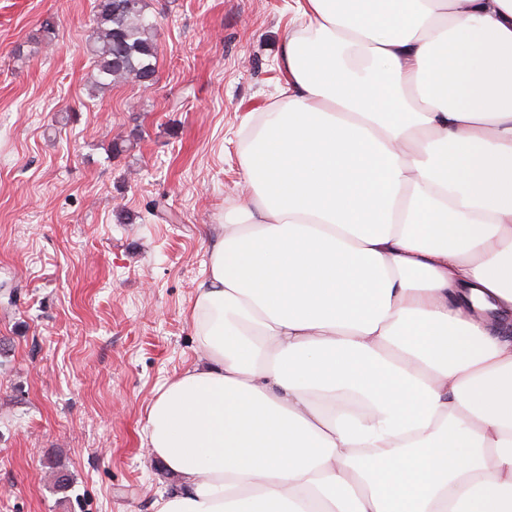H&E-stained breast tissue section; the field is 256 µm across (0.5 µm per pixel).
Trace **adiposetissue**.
I'll return each instance as SVG.
<instances>
[{"instance_id":"adipose-tissue-1","label":"adipose tissue","mask_w":512,"mask_h":512,"mask_svg":"<svg viewBox=\"0 0 512 512\" xmlns=\"http://www.w3.org/2000/svg\"><path fill=\"white\" fill-rule=\"evenodd\" d=\"M297 2L152 508L512 512V0Z\"/></svg>"}]
</instances>
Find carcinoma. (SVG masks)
I'll list each match as a JSON object with an SVG mask.
<instances>
[{
  "label": "carcinoma",
  "mask_w": 512,
  "mask_h": 512,
  "mask_svg": "<svg viewBox=\"0 0 512 512\" xmlns=\"http://www.w3.org/2000/svg\"><path fill=\"white\" fill-rule=\"evenodd\" d=\"M146 0H97L88 53L96 71L95 86L116 81L150 83L155 77L156 21Z\"/></svg>",
  "instance_id": "carcinoma-1"
}]
</instances>
